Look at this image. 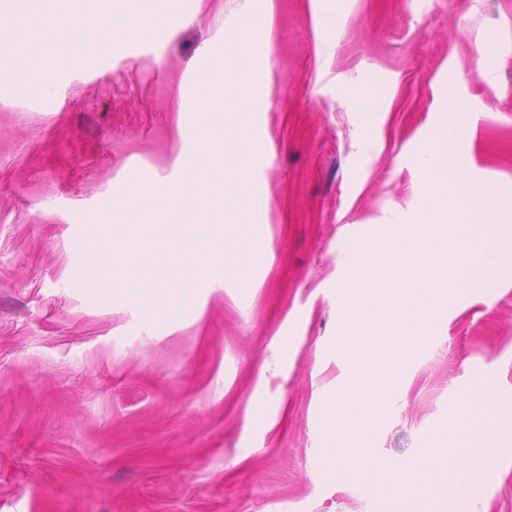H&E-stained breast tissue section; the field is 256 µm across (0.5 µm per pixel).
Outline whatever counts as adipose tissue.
Returning a JSON list of instances; mask_svg holds the SVG:
<instances>
[{"instance_id": "adipose-tissue-1", "label": "adipose tissue", "mask_w": 512, "mask_h": 512, "mask_svg": "<svg viewBox=\"0 0 512 512\" xmlns=\"http://www.w3.org/2000/svg\"><path fill=\"white\" fill-rule=\"evenodd\" d=\"M105 9L101 14L95 37H87L86 28L89 14L71 11L66 8L45 11L32 8L20 14H13L0 20V48L11 46L25 47L26 52L18 59L15 74H1L0 85L9 88L20 86V76L29 70L40 67V59L33 48L54 32L61 33L57 45L60 59L79 56L89 64H97L108 56L115 41L129 37L150 38L168 28L172 22L169 14L157 8V0H102ZM483 384H476L460 395L449 409L450 421L441 428L440 440L474 450L473 459H461L460 468L471 471L468 479L456 478L451 485L435 484L432 475L435 471L436 453L433 448H420L401 465L387 464L391 475L390 487L399 498L401 512H426L428 498L437 494L447 495L456 491L462 499L473 496V480H489L491 471L482 469L479 458L491 453V441L496 431L486 407L481 401Z\"/></svg>"}]
</instances>
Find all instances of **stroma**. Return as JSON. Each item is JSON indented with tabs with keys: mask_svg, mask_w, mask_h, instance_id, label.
Here are the masks:
<instances>
[{
	"mask_svg": "<svg viewBox=\"0 0 512 512\" xmlns=\"http://www.w3.org/2000/svg\"><path fill=\"white\" fill-rule=\"evenodd\" d=\"M163 40L118 41L98 69L71 60L53 101L40 82L0 93V512H371L370 491L331 476L366 448L400 463L479 376L512 393V265L448 284L439 329L389 349L399 381L374 435L315 420L359 367L345 331L358 237L387 238L426 183L411 157L443 98L478 118L475 174L512 188V0H158ZM270 46L268 100L253 106L269 191L258 286H216L193 314L151 324L88 307L72 250L76 214L98 213L136 173L176 177L184 95L243 16ZM375 101L364 139L355 98ZM295 355L259 369L278 337ZM274 425L265 430L252 419ZM486 512H512V423H497ZM250 449L240 460L239 449Z\"/></svg>",
	"mask_w": 512,
	"mask_h": 512,
	"instance_id": "obj_1",
	"label": "stroma"
}]
</instances>
